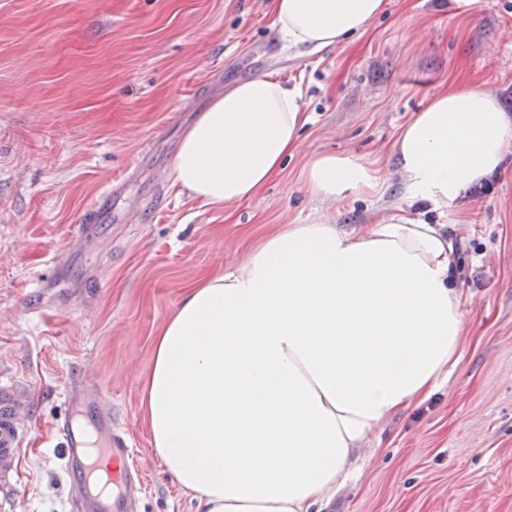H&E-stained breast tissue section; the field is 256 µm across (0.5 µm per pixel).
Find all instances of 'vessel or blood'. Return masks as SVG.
Segmentation results:
<instances>
[{
    "label": "vessel or blood",
    "mask_w": 512,
    "mask_h": 512,
    "mask_svg": "<svg viewBox=\"0 0 512 512\" xmlns=\"http://www.w3.org/2000/svg\"><path fill=\"white\" fill-rule=\"evenodd\" d=\"M66 395L72 407L93 411L99 433L94 445L71 416H61L52 425L60 441L59 459L71 491L72 512H139L144 469L131 464L132 450L117 430L112 406L95 377L85 370L72 374ZM31 408L29 394L0 371V512H18L25 417Z\"/></svg>",
    "instance_id": "1"
}]
</instances>
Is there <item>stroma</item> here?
<instances>
[{
    "mask_svg": "<svg viewBox=\"0 0 512 512\" xmlns=\"http://www.w3.org/2000/svg\"><path fill=\"white\" fill-rule=\"evenodd\" d=\"M271 2L0 0V365L33 401L24 512L69 510L50 424L83 367L146 467L141 512H196L141 408L154 336L184 291L241 265L276 227L350 228L401 206L394 142L434 95L473 84L512 113V0H385L359 38L316 54L279 38ZM270 71L301 86L298 147L247 200L192 197L173 176L183 134L226 88ZM322 155L358 159L374 188L313 196L306 173ZM95 202L104 220L82 223ZM431 221L461 261L463 356L312 512H512V155ZM42 299L50 312H26Z\"/></svg>",
    "mask_w": 512,
    "mask_h": 512,
    "instance_id": "obj_1",
    "label": "stroma"
}]
</instances>
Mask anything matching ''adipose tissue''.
I'll return each mask as SVG.
<instances>
[{
  "label": "adipose tissue",
  "mask_w": 512,
  "mask_h": 512,
  "mask_svg": "<svg viewBox=\"0 0 512 512\" xmlns=\"http://www.w3.org/2000/svg\"><path fill=\"white\" fill-rule=\"evenodd\" d=\"M384 0H273L295 48L361 35ZM302 93L274 74L238 82L181 139L173 173L193 197L245 200L297 147ZM512 152L498 98L450 87L394 145L404 208L369 224H289L236 269L189 288L154 340L142 407L152 445L198 512H309L347 481L370 437L444 384L462 355L458 255L442 225ZM312 195L372 187L365 167L325 155Z\"/></svg>",
  "instance_id": "obj_1"
}]
</instances>
